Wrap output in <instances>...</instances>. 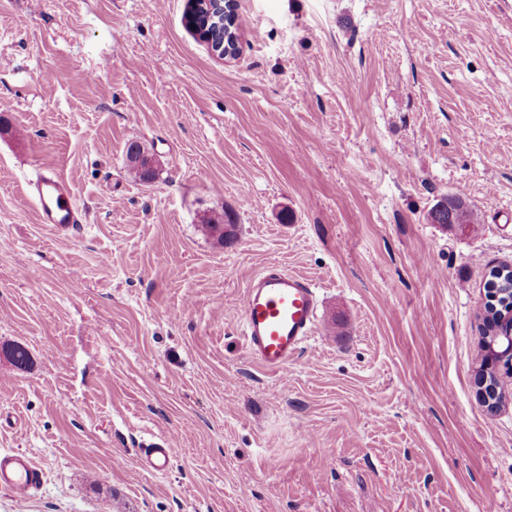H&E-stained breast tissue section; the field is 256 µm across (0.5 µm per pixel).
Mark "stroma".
Returning a JSON list of instances; mask_svg holds the SVG:
<instances>
[{"label": "stroma", "mask_w": 512, "mask_h": 512, "mask_svg": "<svg viewBox=\"0 0 512 512\" xmlns=\"http://www.w3.org/2000/svg\"><path fill=\"white\" fill-rule=\"evenodd\" d=\"M186 4L0 0V449L44 472L0 512H512V405L474 388L512 264V0H238L234 59ZM42 171L78 232L39 223ZM448 194L479 231L429 222ZM271 263L320 299L284 373L240 308ZM27 186L42 224L59 233H74L83 224V211L68 181L54 173L38 174Z\"/></svg>", "instance_id": "35a3bbf8"}]
</instances>
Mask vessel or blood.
Wrapping results in <instances>:
<instances>
[{"label":"vessel or blood","mask_w":512,"mask_h":512,"mask_svg":"<svg viewBox=\"0 0 512 512\" xmlns=\"http://www.w3.org/2000/svg\"><path fill=\"white\" fill-rule=\"evenodd\" d=\"M28 194L41 223L60 233L75 232L84 221L71 186L62 177L30 179ZM316 286L279 265L266 266L242 296L248 351L264 369L282 372L299 355L316 327ZM43 481V472L26 453L0 451V489L25 498Z\"/></svg>","instance_id":"obj_1"}]
</instances>
